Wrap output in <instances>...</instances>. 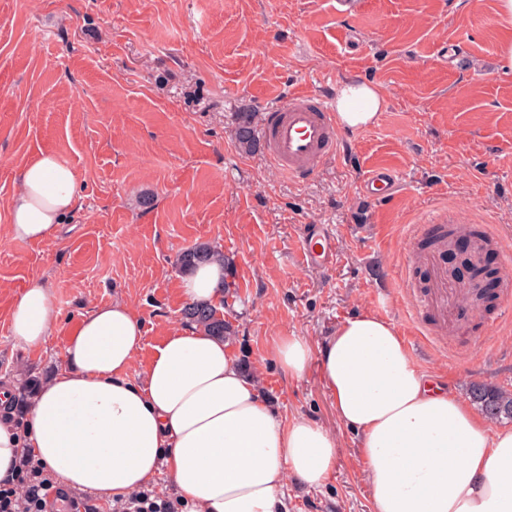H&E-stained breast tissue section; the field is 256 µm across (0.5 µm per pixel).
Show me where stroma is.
I'll list each match as a JSON object with an SVG mask.
<instances>
[{
    "instance_id": "1",
    "label": "stroma",
    "mask_w": 512,
    "mask_h": 512,
    "mask_svg": "<svg viewBox=\"0 0 512 512\" xmlns=\"http://www.w3.org/2000/svg\"><path fill=\"white\" fill-rule=\"evenodd\" d=\"M512 18L498 0H0V385L45 381L65 363L88 309L128 304L144 326L134 367L184 326L190 299L177 254L220 246L234 261L224 317L279 414L334 433L336 471L320 489L284 487L288 512H372L360 438L336 418L317 367L299 378L271 356L276 337L320 349L347 318L392 321L414 365L468 395L512 391V308L449 316L416 338L410 300L425 267H407L413 225L458 217L500 226V278L512 277V73L498 62ZM372 80L376 125L341 129L344 153L306 180L264 151L242 152L239 113L265 115L292 91L328 97L346 77ZM55 154L79 206L55 238L11 240L7 204L19 169ZM378 165L399 176L394 199L359 193ZM333 228L331 268L305 266L304 225ZM47 280L59 320L37 350L11 333L24 285Z\"/></svg>"
}]
</instances>
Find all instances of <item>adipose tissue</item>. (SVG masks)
<instances>
[{
    "label": "adipose tissue",
    "mask_w": 512,
    "mask_h": 512,
    "mask_svg": "<svg viewBox=\"0 0 512 512\" xmlns=\"http://www.w3.org/2000/svg\"><path fill=\"white\" fill-rule=\"evenodd\" d=\"M383 105L376 84L352 75L336 95V120L365 128ZM18 177L10 236L46 241L77 205L75 176L43 153ZM223 280V266L207 264L182 290L216 307ZM58 318L50 284L33 278L13 306L11 332L38 348ZM143 339L125 303L83 315L26 424L0 414V480L12 477L28 448L53 480L105 500L166 473L192 512H286L287 477L310 489L326 483L336 437L303 417L281 419L223 340L191 327L175 331L154 345L135 382L129 374ZM271 354L292 377L318 362L337 418L361 438L373 512H512V429L492 428L456 392L433 384L393 322L366 311L343 321L320 351L280 336Z\"/></svg>",
    "instance_id": "1"
}]
</instances>
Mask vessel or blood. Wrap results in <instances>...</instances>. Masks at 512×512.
<instances>
[{"mask_svg": "<svg viewBox=\"0 0 512 512\" xmlns=\"http://www.w3.org/2000/svg\"><path fill=\"white\" fill-rule=\"evenodd\" d=\"M262 137L270 160L294 179L310 178L317 159L335 155L340 137L333 108L328 100L313 90L291 93L281 104L269 110ZM393 169H374L363 181L362 196L383 204L395 194ZM304 263L312 268H329L335 257V237L331 230H307L300 243ZM423 263L430 272V285L425 294L412 300L410 318L422 326L424 316L443 322L449 312L458 310L462 290L449 282L447 268L439 264L436 253L424 252ZM45 512H84L85 503L63 486L52 488L45 499Z\"/></svg>", "mask_w": 512, "mask_h": 512, "instance_id": "1", "label": "vessel or blood"}]
</instances>
